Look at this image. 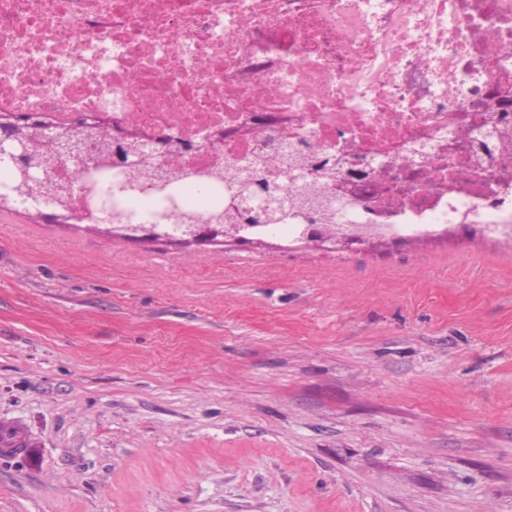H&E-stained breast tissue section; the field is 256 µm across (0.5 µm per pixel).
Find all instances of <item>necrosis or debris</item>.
Here are the masks:
<instances>
[{"mask_svg":"<svg viewBox=\"0 0 512 512\" xmlns=\"http://www.w3.org/2000/svg\"><path fill=\"white\" fill-rule=\"evenodd\" d=\"M0 114L111 117L176 180L281 173L299 235L318 189L355 235L512 240V0H0ZM95 161L65 162L67 208L13 209L114 223L79 189Z\"/></svg>","mask_w":512,"mask_h":512,"instance_id":"necrosis-or-debris-1","label":"necrosis or debris"}]
</instances>
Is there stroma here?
<instances>
[{
  "label": "stroma",
  "instance_id": "1",
  "mask_svg": "<svg viewBox=\"0 0 512 512\" xmlns=\"http://www.w3.org/2000/svg\"><path fill=\"white\" fill-rule=\"evenodd\" d=\"M1 422L0 512H512V247L0 211ZM206 215L202 214L195 221L188 223V220L184 219L180 215H176V213L171 217V219L166 223V225L170 226L172 229L175 226L181 224H192L187 229L181 230V234L189 236V238L193 242H211L217 239L218 237H223L224 240L229 238L232 240L240 239L238 235L239 227L225 228L218 224H224L223 210L221 207H217L213 209L209 213V221L208 223L206 219ZM229 224V223H226ZM224 224V225H226Z\"/></svg>",
  "mask_w": 512,
  "mask_h": 512
}]
</instances>
